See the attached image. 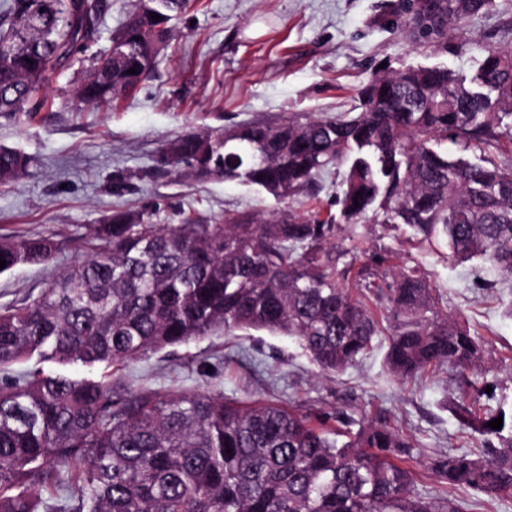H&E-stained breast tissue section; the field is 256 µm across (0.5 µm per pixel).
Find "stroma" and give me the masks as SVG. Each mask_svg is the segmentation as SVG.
I'll use <instances>...</instances> for the list:
<instances>
[{
	"mask_svg": "<svg viewBox=\"0 0 512 512\" xmlns=\"http://www.w3.org/2000/svg\"><path fill=\"white\" fill-rule=\"evenodd\" d=\"M391 0H193L172 22L173 40L153 75L113 110L80 103L77 74L52 76L35 116L0 117V147L32 158L27 174L0 185V237L56 236L67 241L46 267L0 275V306L37 295L80 257L72 239L113 209L145 212L160 224L190 213L209 223L225 211H272L280 204L221 179L193 182L157 169L162 144L175 136L252 119L336 115L380 65H444L473 73L486 42L512 50V0L448 29V48L413 41L390 25ZM355 242H382L393 263L422 268L440 311L458 316L484 344L485 384L512 398V278L491 264L448 260L445 244L418 245L378 224L353 228ZM387 337L347 370L321 374L297 344L261 332L214 336L110 367L134 389L219 392L250 404L384 418L413 438L409 464L418 489L438 493L427 463L436 455L480 448L449 408L463 391L452 369L401 381L385 366Z\"/></svg>",
	"mask_w": 512,
	"mask_h": 512,
	"instance_id": "1",
	"label": "stroma"
}]
</instances>
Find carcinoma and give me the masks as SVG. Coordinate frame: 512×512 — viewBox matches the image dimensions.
I'll return each instance as SVG.
<instances>
[{
  "label": "carcinoma",
  "instance_id": "obj_1",
  "mask_svg": "<svg viewBox=\"0 0 512 512\" xmlns=\"http://www.w3.org/2000/svg\"><path fill=\"white\" fill-rule=\"evenodd\" d=\"M396 0L409 32L444 51L448 27L496 0ZM188 0H138L103 52L88 54L102 0H3L0 116L39 112L52 74L91 61L74 88L110 109L155 71L170 22ZM159 19H152V15ZM134 68L136 73L127 70ZM355 115L246 121L178 135L158 162L180 177L237 182L283 202L320 190L344 163L338 213L228 211L208 224H155L116 209L83 237L86 255L21 304L0 307V371L33 358L59 366L136 360L235 330L292 339L324 373L349 368L388 332L385 364L405 380L450 367L460 383L483 363L477 334L435 303L415 266L386 249L344 247L356 224H390L453 260L478 258L512 276V51L483 48L468 77L444 66L379 70ZM454 144L475 156L448 152ZM30 158L0 148V184ZM52 236L0 239V274L46 266ZM386 300L380 318L366 303ZM485 437L478 454H444V488L512 496V405H454ZM503 417L499 430L487 423ZM415 444L385 422L346 411L241 405L221 393L136 390L112 380L31 368L0 376V512H459L415 492Z\"/></svg>",
  "mask_w": 512,
  "mask_h": 512
}]
</instances>
